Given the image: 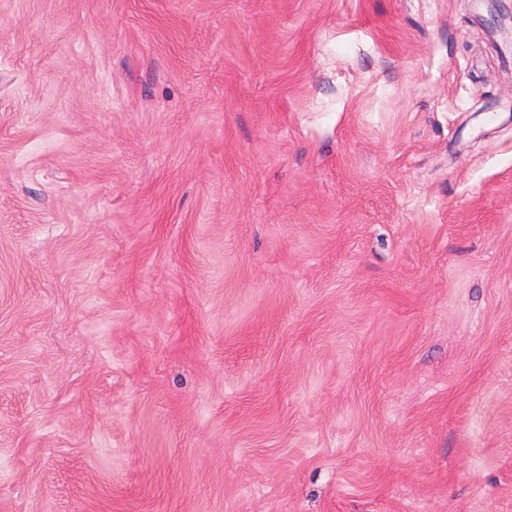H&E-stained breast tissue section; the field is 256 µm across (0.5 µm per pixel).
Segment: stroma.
Masks as SVG:
<instances>
[{"label":"stroma","mask_w":512,"mask_h":512,"mask_svg":"<svg viewBox=\"0 0 512 512\" xmlns=\"http://www.w3.org/2000/svg\"><path fill=\"white\" fill-rule=\"evenodd\" d=\"M512 0H0V512H512Z\"/></svg>","instance_id":"1"}]
</instances>
